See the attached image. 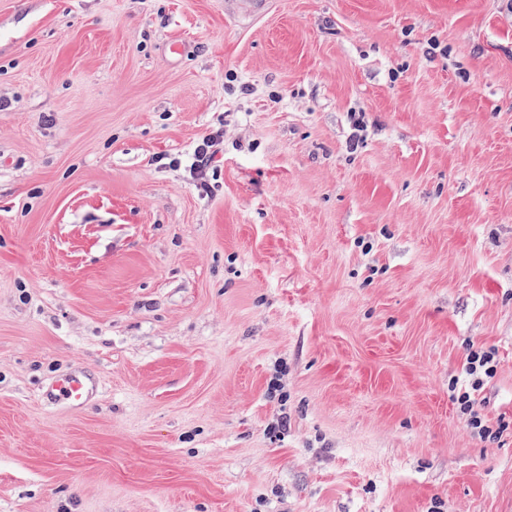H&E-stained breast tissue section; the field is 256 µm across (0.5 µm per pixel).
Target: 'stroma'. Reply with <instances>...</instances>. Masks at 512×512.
I'll return each instance as SVG.
<instances>
[{
	"label": "stroma",
	"mask_w": 512,
	"mask_h": 512,
	"mask_svg": "<svg viewBox=\"0 0 512 512\" xmlns=\"http://www.w3.org/2000/svg\"><path fill=\"white\" fill-rule=\"evenodd\" d=\"M0 512H512V0H0ZM219 137V133L208 134L202 139V144L196 147L190 166V170L193 174L202 173L210 166L217 152ZM495 351L482 346H472L468 350L465 363V374L469 378L471 391H464L456 398L460 413L465 417L467 426L476 430L481 436L491 435L490 427L485 424L476 409L475 392L480 391L487 379L494 376L496 371ZM99 394V382L90 372L73 368L58 373L44 388V398L64 404L70 409H82Z\"/></svg>",
	"instance_id": "stroma-1"
}]
</instances>
